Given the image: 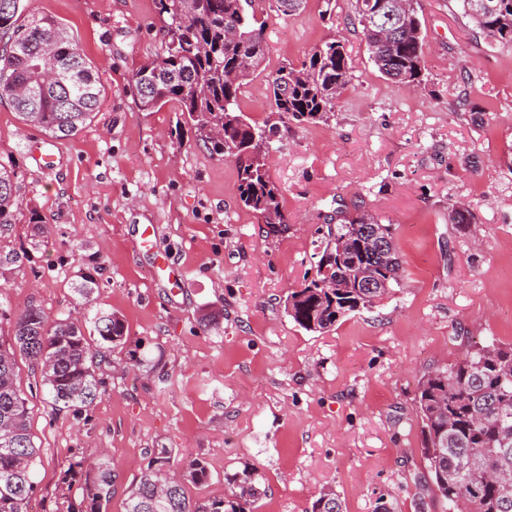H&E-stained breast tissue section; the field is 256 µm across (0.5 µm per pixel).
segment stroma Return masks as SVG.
<instances>
[{"instance_id":"stroma-1","label":"stroma","mask_w":512,"mask_h":512,"mask_svg":"<svg viewBox=\"0 0 512 512\" xmlns=\"http://www.w3.org/2000/svg\"><path fill=\"white\" fill-rule=\"evenodd\" d=\"M29 8L65 25L102 95L77 136L48 141L46 167L28 151L44 132L0 103V163L20 173L17 221L0 239V253L19 259L0 278V308L79 320L104 308L127 333L80 413L47 405L38 371L21 363L41 450L27 512H92L102 467L108 512H124L163 450L172 473L207 465V482L186 486L194 500L229 495L232 476L253 469V512H311L328 486L345 512H375L381 497L395 512H444L415 397L425 374L469 346L512 343V50L490 43L458 0H416L424 70L407 87L371 61L355 0H337L329 20L322 0L292 16L254 0L267 51L240 99L249 122H277L268 81L282 62L338 35L353 61L329 119L277 122L268 172L290 224L273 237L240 204L234 159L204 146L174 103L137 110L132 75L161 45L154 0ZM460 202L473 215L462 232L448 219ZM355 203L394 225L403 286L328 332L298 329L283 300L313 267L326 215ZM34 211L49 226L39 237ZM166 259L191 288L155 276ZM89 268L99 286L82 306L73 286Z\"/></svg>"}]
</instances>
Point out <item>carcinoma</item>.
Instances as JSON below:
<instances>
[{
  "instance_id": "carcinoma-1",
  "label": "carcinoma",
  "mask_w": 512,
  "mask_h": 512,
  "mask_svg": "<svg viewBox=\"0 0 512 512\" xmlns=\"http://www.w3.org/2000/svg\"><path fill=\"white\" fill-rule=\"evenodd\" d=\"M392 0H356L355 12L370 58L380 73L404 86L417 85L424 69V42L415 0H407L401 20L388 17ZM464 14L486 36L512 46V0H493L496 8L478 12L461 0ZM163 22L162 48L133 74L135 105L151 112L173 102L195 126L203 143L238 163L239 201L253 211L268 234L288 230L281 189L271 180L268 151L274 129L252 124L241 113L242 88L266 54L264 26H255L253 0H154ZM50 55L55 77L31 99L22 95L37 84L39 56ZM353 64L341 39L315 46L299 65L286 62L268 81L272 111L279 118L321 120L335 111L352 79ZM101 83L91 61L73 46V37L56 18L28 10L27 0H0V102H7L26 125L56 140L78 134L92 120ZM19 175L0 164V237L17 220ZM396 241L395 228L366 210L339 212L325 225L314 257L315 277L284 300L287 316L299 328L324 333L353 312L376 306L402 287L404 260L398 248L378 253L373 235ZM343 253H338V249ZM363 271L382 287L356 288ZM98 287L89 272L74 288L87 304ZM11 340L0 342V512H26L37 481L33 465L40 448L30 429L31 408L18 384V358L40 369L47 402L57 411L79 412L100 394L95 368L125 338V323L114 312L98 310L89 329L71 318L50 319L29 306L19 313L0 311ZM422 421L424 468L448 512H512V344L475 346L457 361L425 375L417 388ZM156 459L133 485L125 512H251L261 495L257 473L246 469L232 478L234 491L223 499L191 500L184 480L207 478L193 461L186 479L164 470ZM111 474L99 472L94 512H107ZM312 512H344L329 490Z\"/></svg>"
}]
</instances>
